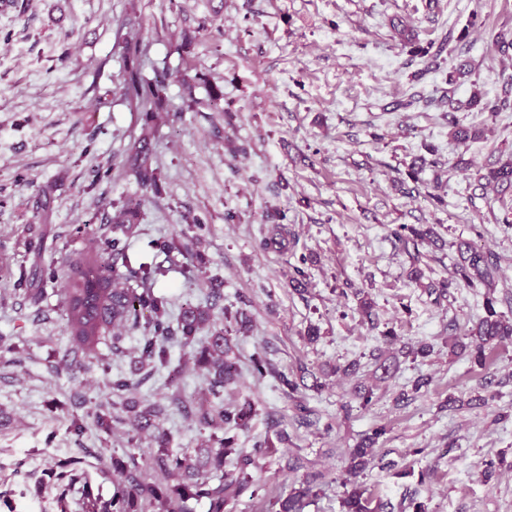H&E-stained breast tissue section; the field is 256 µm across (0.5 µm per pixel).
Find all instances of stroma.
<instances>
[{
    "instance_id": "stroma-1",
    "label": "stroma",
    "mask_w": 512,
    "mask_h": 512,
    "mask_svg": "<svg viewBox=\"0 0 512 512\" xmlns=\"http://www.w3.org/2000/svg\"><path fill=\"white\" fill-rule=\"evenodd\" d=\"M394 18L417 28L423 54L402 50ZM129 22L140 42L130 56L116 40ZM491 30L512 32V0H27L25 13L0 10V336L16 347L0 355V512H83L84 493L115 490L104 473L113 459L132 454L146 469L157 451L149 439L129 451L122 430L108 435L87 421L112 393L97 364L67 366L59 283L36 297L14 286L20 273L85 253L83 225L111 228L113 202L139 191L120 162L148 124L161 192L142 204L131 250L166 263L160 243L187 215L205 220L201 273H169L156 290L177 314L206 305L216 287L250 317L234 338L242 375L224 398L255 409L234 447L253 457L249 471L270 499L311 474L304 512H341L355 482L384 503L417 497L427 512H512V339L487 348L482 365L450 355V332L484 316V296L453 288L430 297L390 234L396 224L436 225L439 242L422 244L416 264L427 282L450 276L459 242L492 253L497 309L512 319V229L495 221L500 196L472 187L469 172L512 152V112L470 110L468 124L484 135L459 145L432 103L447 90L462 101L476 88L502 94L512 55L491 44ZM462 61L471 76L450 82ZM162 66L167 109L150 121L117 79L135 67L149 80ZM186 74L198 98L217 96L216 108L183 109ZM418 158L425 183L441 179L443 204L395 187ZM296 253L318 257L303 294L288 284ZM346 281L369 292L373 320L358 315L355 296H339ZM312 325L320 337L310 344ZM388 329L400 342L382 376L372 352ZM422 344L427 354L416 353ZM188 356L173 345L169 370L132 399L176 393L199 406L206 384ZM257 357L268 367L261 378L251 372ZM302 365L321 385L288 397L277 376ZM348 365L354 374H342ZM421 375L428 389L397 404ZM359 382L373 390L369 407L353 395ZM477 395L485 404H471ZM451 396L465 406L446 407ZM299 403L320 426L300 422ZM77 416L80 434L70 427ZM377 425L388 429L377 457L352 476L345 454ZM75 457L81 479L67 491L54 473Z\"/></svg>"
}]
</instances>
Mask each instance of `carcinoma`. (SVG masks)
<instances>
[{
	"instance_id": "cac0c4a2",
	"label": "carcinoma",
	"mask_w": 512,
	"mask_h": 512,
	"mask_svg": "<svg viewBox=\"0 0 512 512\" xmlns=\"http://www.w3.org/2000/svg\"><path fill=\"white\" fill-rule=\"evenodd\" d=\"M400 45L411 53H426L418 45L415 30L399 23L395 26ZM167 69L152 82H146L136 71L122 75L120 89L136 107L147 113L163 109ZM196 85L186 76L182 80L181 97L192 111L204 105L195 96ZM437 105L448 108V136L457 144L479 139L483 131L464 124L460 113L471 109L481 112L512 111V82L504 96L494 100L482 99L478 91L462 102L445 93L437 100ZM150 137L144 132L134 138L126 149L124 166L132 173L142 195L129 198L122 204L112 203L117 209L112 218V237L101 236L94 240L89 253L71 260L63 275L49 273L52 280L61 279L63 315L69 336L67 352L95 358L101 364L104 374H109L110 364L98 357V346L106 336H112V354L124 352L126 334L139 332L137 352L139 367L129 375L117 373L109 380L112 402L99 406L94 413V424L103 432H110L112 425L127 426L128 444L139 447L142 437L147 436L157 444L158 451L153 456L152 468L155 476L143 471L135 456L129 455V463L115 459L112 468L117 477V487L108 500L86 495L84 512H189L187 502L191 499L202 501L207 512H225L229 501L250 493V498L262 500L266 497V484L257 482L247 469L253 459L242 455L237 459L238 474L224 469L227 454L233 450L234 437L230 432L245 430L254 415L250 403L224 404V388L236 381L240 374L237 357L232 355V336L222 322L238 323L245 327L247 317L244 312H231L222 308V317L213 318L212 310L201 307H187L177 317L173 316L169 298L153 291L159 277L169 272L161 264L148 266L135 265L128 255L127 234L135 223L145 198L159 193L157 169L152 167ZM475 187L482 190L493 186L500 190H512V155L505 161L485 169L479 168L472 175ZM207 225L200 217H194L181 226L169 240L161 244V250L176 252L185 262L179 273L186 279L196 276L198 262L202 261L199 246ZM412 263L419 262V244L436 236L433 227L397 224L390 231ZM459 261L454 266L453 275L448 279L431 281L426 284L430 295L440 299L451 288L485 289V316L471 333L468 343L454 337L449 345L450 354H468L471 359L483 364L486 346L512 336V320L498 312V300L493 295L497 264L485 252L469 243L458 247ZM315 263L312 256L300 255L291 265L290 286L301 291L308 284V266ZM341 295L354 290L359 298L358 313L370 319L374 302L361 289L350 282L344 283ZM213 323V330L206 345L192 352L193 364L206 378L209 394L207 403L198 409L197 420L200 426L223 432V437L211 435L210 443L198 449L197 456L188 451H174L169 448L171 437L160 422L169 416L173 408H180V398L174 396L165 405L158 401L143 399L131 401L126 394L144 385L156 372L170 364V343L178 342L186 347L193 345L201 327ZM301 376L279 374L283 391L292 396L298 392L307 369H300ZM387 432L386 426L378 425L363 434L355 448L349 451V469L353 473L364 470L374 460L375 446ZM311 487L307 486L280 505V512H302L305 498ZM371 496L366 489L354 484L345 492L342 500L344 512H377L382 505L371 506Z\"/></svg>"
}]
</instances>
